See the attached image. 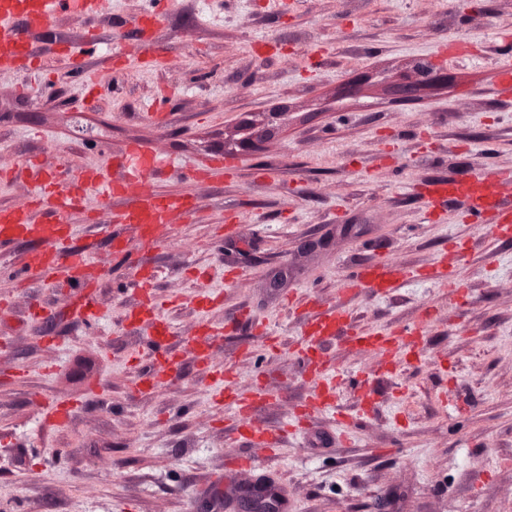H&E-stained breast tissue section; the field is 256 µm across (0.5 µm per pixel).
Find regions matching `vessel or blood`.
<instances>
[{
  "instance_id": "1",
  "label": "vessel or blood",
  "mask_w": 512,
  "mask_h": 512,
  "mask_svg": "<svg viewBox=\"0 0 512 512\" xmlns=\"http://www.w3.org/2000/svg\"><path fill=\"white\" fill-rule=\"evenodd\" d=\"M97 5L98 0H0V70L24 75L32 73L37 56L31 43L33 34L49 26L59 12L90 17L96 13ZM159 23L160 14L156 11L134 22L141 36L145 62L149 65L168 62L148 34L149 29ZM170 167L177 176L201 181L222 167L234 171L237 164L217 160L176 166L162 155L146 152L139 144H129L122 155L106 164L89 166L75 174L65 170L55 173L51 180L35 181L29 207L0 206V255L8 258L17 282L23 285L50 281L58 269H65L67 276L63 286L72 299L75 315L82 325H95L100 317L95 297L98 279L93 274L97 256L92 249L70 246V228L64 222L67 214L85 204L88 193H95L100 201L112 205V224L119 228L132 225L137 229L136 241H128L116 233L111 236L110 244L114 251L132 250L137 254L140 275L131 285L136 299L130 315L134 318L142 314L151 316L149 348L160 351L173 330L170 324L154 316L156 270L152 255L169 240L173 216L190 222L200 210L195 200L150 189V179L162 176ZM419 193L427 214H434L454 202L479 223L500 232L512 230L510 170L434 180L423 185ZM35 211L46 214L47 222L33 223L31 214ZM23 240H38L44 247L12 254V246ZM412 275V270L383 261L363 263L357 265L344 281L341 292L347 295L370 289L388 295L402 287ZM335 338L378 351L390 363L397 360L406 344L400 334L358 333L344 304L330 308L311 324L308 331L302 332L297 342L299 359L314 387L309 401L296 414L295 425H302L314 410L331 404L334 372L326 365L322 352L326 343ZM224 403L238 419L248 421L247 431L253 440H264L263 429L250 422L258 408L256 401L239 396L228 387L224 390Z\"/></svg>"
}]
</instances>
